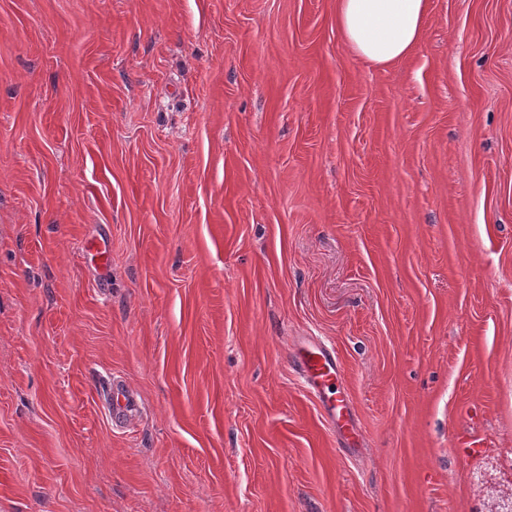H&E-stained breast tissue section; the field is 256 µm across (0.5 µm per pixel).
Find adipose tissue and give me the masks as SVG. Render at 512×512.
<instances>
[{
  "label": "adipose tissue",
  "instance_id": "obj_1",
  "mask_svg": "<svg viewBox=\"0 0 512 512\" xmlns=\"http://www.w3.org/2000/svg\"><path fill=\"white\" fill-rule=\"evenodd\" d=\"M428 8L429 0H336V23L357 56L384 66L418 45Z\"/></svg>",
  "mask_w": 512,
  "mask_h": 512
}]
</instances>
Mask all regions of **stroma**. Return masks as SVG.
<instances>
[{
  "label": "stroma",
  "mask_w": 512,
  "mask_h": 512,
  "mask_svg": "<svg viewBox=\"0 0 512 512\" xmlns=\"http://www.w3.org/2000/svg\"><path fill=\"white\" fill-rule=\"evenodd\" d=\"M510 500L512 0L386 67L336 0H0V512ZM295 358L307 386L318 397L330 430L344 440L358 436L351 401L341 390L342 365L332 348L301 342ZM104 406L109 412L112 423L123 424L125 419L137 412L138 404L127 387L120 381L111 379L103 391Z\"/></svg>",
  "instance_id": "1"
}]
</instances>
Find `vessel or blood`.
Wrapping results in <instances>:
<instances>
[{
	"instance_id": "1",
	"label": "vessel or blood",
	"mask_w": 512,
	"mask_h": 512,
	"mask_svg": "<svg viewBox=\"0 0 512 512\" xmlns=\"http://www.w3.org/2000/svg\"><path fill=\"white\" fill-rule=\"evenodd\" d=\"M295 358L307 386L318 397L330 430L344 440L356 438L354 411L341 390L342 365L334 349L323 344L301 342ZM104 405L113 423H124L132 417L138 404L120 381L109 380L103 391Z\"/></svg>"
}]
</instances>
